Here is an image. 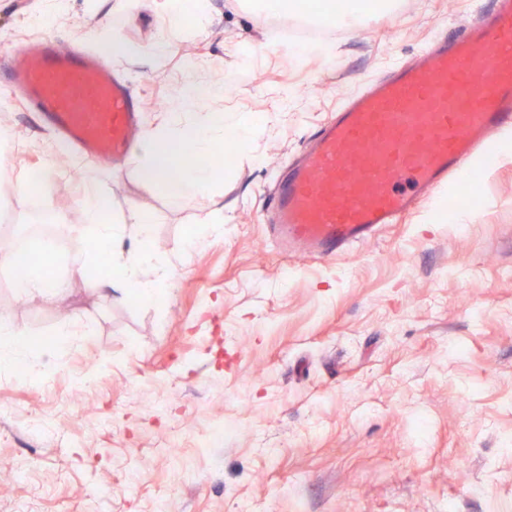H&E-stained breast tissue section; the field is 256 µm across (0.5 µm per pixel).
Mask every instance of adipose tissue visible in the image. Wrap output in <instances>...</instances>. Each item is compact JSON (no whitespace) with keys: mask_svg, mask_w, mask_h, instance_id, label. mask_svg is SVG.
<instances>
[{"mask_svg":"<svg viewBox=\"0 0 512 512\" xmlns=\"http://www.w3.org/2000/svg\"><path fill=\"white\" fill-rule=\"evenodd\" d=\"M213 95L211 85L186 83L181 91L177 111L168 113L165 124L157 129H145L140 137L144 161L140 168L143 179L163 186L175 200L186 201L206 190L213 176L209 168L186 166L180 160L185 147H192L200 155L211 154L225 131H233L240 148H248L253 126L243 116L228 112L203 113L199 107ZM96 256L111 258V282L118 291H138L147 301H155L158 289L171 275L167 263L149 249L151 218L142 211L131 213L126 222L112 225L104 222V203L96 194H88L82 201ZM132 232L137 248L121 255L116 251L125 232Z\"/></svg>","mask_w":512,"mask_h":512,"instance_id":"adipose-tissue-1","label":"adipose tissue"}]
</instances>
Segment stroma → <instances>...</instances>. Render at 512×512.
I'll list each match as a JSON object with an SVG mask.
<instances>
[{
	"mask_svg": "<svg viewBox=\"0 0 512 512\" xmlns=\"http://www.w3.org/2000/svg\"><path fill=\"white\" fill-rule=\"evenodd\" d=\"M0 0V68L28 40L96 51L95 30L123 7L130 61L103 56L142 106L139 127L161 123L160 104L197 59L196 79L216 84L208 112L263 116L245 154L208 194L174 202L140 174L130 148L114 165L74 157L78 182L54 175L43 198L69 199L71 246L61 274L88 263L80 199L94 189L108 222L137 208L151 217L152 249L171 269L163 303L106 297L86 280L66 294L23 299L14 267L0 264V320L50 334L38 375L0 369V405L40 406L61 429L39 440L0 417V459L26 455L32 473L0 484V512L24 499L37 512H512V154L492 143L468 230L451 223V181L369 244L331 260L290 253L266 226L278 175L296 162L362 80L412 61L441 34L478 21L491 0H396L349 26L331 27V57L284 41L283 17L260 0H197L165 38L168 0ZM57 141L41 115L0 95V238L33 236L42 210L24 182L52 161ZM224 235L198 242L214 211ZM89 328L74 335L76 325ZM181 405L187 439L163 445L169 423L154 402ZM236 435L198 448L222 415Z\"/></svg>",
	"mask_w": 512,
	"mask_h": 512,
	"instance_id": "1",
	"label": "stroma"
}]
</instances>
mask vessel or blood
<instances>
[{
  "instance_id": "1",
  "label": "vessel or blood",
  "mask_w": 512,
  "mask_h": 512,
  "mask_svg": "<svg viewBox=\"0 0 512 512\" xmlns=\"http://www.w3.org/2000/svg\"><path fill=\"white\" fill-rule=\"evenodd\" d=\"M72 146L124 157L138 103L94 54L31 40L12 51L4 80ZM512 130V0L409 64L369 81L279 178L270 232L320 259L399 224L451 177L468 182L488 139Z\"/></svg>"
}]
</instances>
